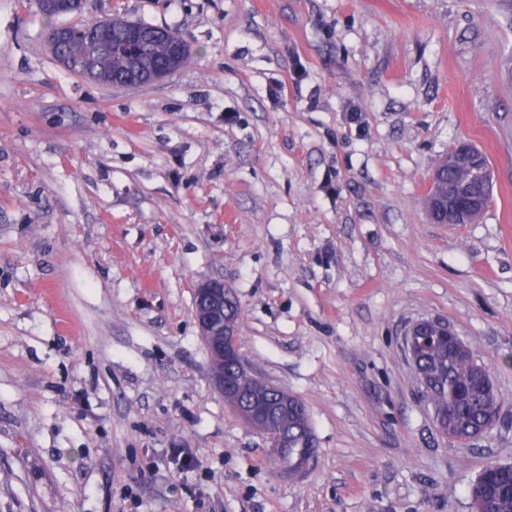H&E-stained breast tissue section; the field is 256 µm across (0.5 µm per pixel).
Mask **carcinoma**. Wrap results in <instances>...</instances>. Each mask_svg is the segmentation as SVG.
<instances>
[{
    "label": "carcinoma",
    "instance_id": "obj_1",
    "mask_svg": "<svg viewBox=\"0 0 512 512\" xmlns=\"http://www.w3.org/2000/svg\"><path fill=\"white\" fill-rule=\"evenodd\" d=\"M147 24L119 16L71 27L61 46L69 71L94 69L112 84V77H133L130 57L121 47L130 44L149 69L174 72L192 60L191 46H179L180 35L168 28L164 37H140ZM418 366L427 383V401L440 420L444 436L457 441L475 432L488 433L496 425L503 400L495 389L490 370L478 362L466 342L456 347L432 337L420 351ZM275 428L288 437V462L315 449V439L305 405L295 399L283 410ZM483 484L470 489L473 512H512V464H490Z\"/></svg>",
    "mask_w": 512,
    "mask_h": 512
}]
</instances>
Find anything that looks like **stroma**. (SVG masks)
Wrapping results in <instances>:
<instances>
[{
	"label": "stroma",
	"mask_w": 512,
	"mask_h": 512,
	"mask_svg": "<svg viewBox=\"0 0 512 512\" xmlns=\"http://www.w3.org/2000/svg\"><path fill=\"white\" fill-rule=\"evenodd\" d=\"M115 13L193 61L115 88L60 65L38 0H0V512H472L512 463V0H88L55 22ZM462 141L491 200L432 223ZM210 280L306 405L308 473L215 389ZM420 318L493 372L503 413L471 445L418 394Z\"/></svg>",
	"instance_id": "obj_1"
}]
</instances>
